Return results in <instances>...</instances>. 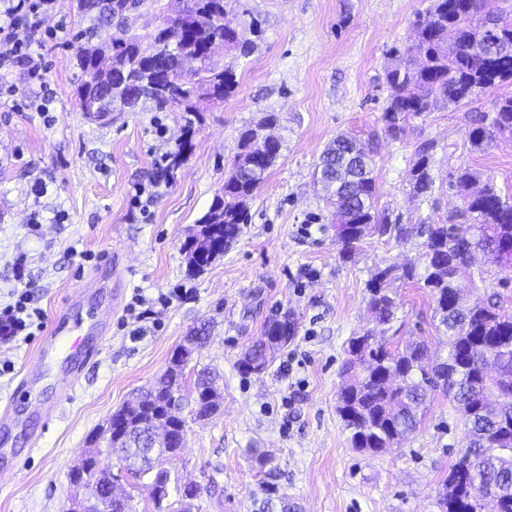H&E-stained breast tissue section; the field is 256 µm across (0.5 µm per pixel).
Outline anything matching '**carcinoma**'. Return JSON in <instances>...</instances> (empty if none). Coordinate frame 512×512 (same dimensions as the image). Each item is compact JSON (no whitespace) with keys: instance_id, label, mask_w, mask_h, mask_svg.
<instances>
[{"instance_id":"1","label":"carcinoma","mask_w":512,"mask_h":512,"mask_svg":"<svg viewBox=\"0 0 512 512\" xmlns=\"http://www.w3.org/2000/svg\"><path fill=\"white\" fill-rule=\"evenodd\" d=\"M146 0H118L110 15L100 0H77L90 25L75 36L80 70L77 97L88 93L98 103L97 117L112 112H133L149 102L156 110L177 106L188 114L202 102L221 101L237 85L234 69L220 65L216 56L224 49L247 56L251 41L224 26L223 0H186L183 11L166 16L151 34L156 56L142 50L139 37L129 34L130 13ZM494 19L499 26L479 33L481 24ZM414 40L393 52L404 66L385 71L390 95L382 111L384 132L402 138L411 119L448 102L470 104L482 92L512 81V4L509 0H431L424 14L411 23ZM468 141L483 151L500 136H512V96L496 99L491 110L471 113ZM274 124L268 117L264 126ZM262 126V127H264ZM262 127L244 129L239 152L224 187L209 210L186 238L183 251L187 271L197 275L224 255L248 223V204L281 154L282 143L262 142ZM433 143L416 145L417 160L411 170V192L428 200L433 194L431 173ZM317 184L335 201L336 214L345 224L336 235L341 251L351 254L370 236L405 240L423 238L422 265H387L365 285L367 306L381 329L366 335L364 345L348 340L340 368L344 382L336 410L350 433L353 448H382L384 439L397 433L416 432L430 398L441 393L454 403L464 419V451L448 471L447 494L441 512H512V401L502 402L504 380L512 386V313L500 293L482 303L459 307L455 292L461 267L482 264L497 271L512 269V197L502 194L493 178L469 166L457 169L454 187L462 209L434 224H400L375 205L376 180L371 159L356 137L340 134L322 151L315 169ZM412 283L424 291L445 337V359L450 365L427 370L421 360L428 354L423 341L393 344L384 326L398 309L392 285ZM288 318L274 319L245 351L239 369L260 373L270 362L268 353L291 334ZM202 326L187 337L172 358L191 360L193 349L204 343ZM216 376L202 369L190 386L193 403L207 407L199 388L214 389ZM154 386L137 393L145 406L136 410L125 402L112 414L128 441L118 451L142 448L146 441L164 453L171 446L150 433L154 419L166 414L161 403L150 404Z\"/></svg>"}]
</instances>
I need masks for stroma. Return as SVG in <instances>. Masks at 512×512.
Returning a JSON list of instances; mask_svg holds the SVG:
<instances>
[{"label": "stroma", "instance_id": "1", "mask_svg": "<svg viewBox=\"0 0 512 512\" xmlns=\"http://www.w3.org/2000/svg\"><path fill=\"white\" fill-rule=\"evenodd\" d=\"M429 0H230L227 18L246 30L257 23V47L246 58L223 53L237 87L202 106L191 120L146 107L116 112L102 125L80 111L74 34L88 25L75 0H55L48 26L28 35L46 61L48 111L29 106L25 73L6 76L0 98V303L30 289L52 319L66 298L93 364L69 397L61 385L80 348L41 361L33 339L0 342V405L14 402L17 427L0 429V512H65L68 480L97 431L124 401L158 378L190 329L207 325L210 340L197 367L219 374L220 409L188 424L185 448L165 461L172 482L194 481L203 493L191 512H440L438 498L464 435L461 415L445 397L430 404L418 430L400 446L367 455L352 448L336 411L348 339L373 328L365 283L376 267L418 260L420 238L369 237L343 255L330 207L313 182L319 156L336 135L350 133L372 151L378 209L404 224L446 220L460 199L451 175L469 166L512 194V138L471 151L473 111L489 110L506 83L469 105L413 119L406 136H385L390 94L385 71L392 48L412 40L410 21ZM282 142L279 159L249 201L238 240L198 276L188 275L181 247L210 208L238 152V138L267 114ZM193 147L168 170L183 133ZM433 141L434 193L410 194L416 143ZM157 187L147 208L136 187ZM111 269L101 287H86L95 269ZM396 322L402 338L441 350L429 299L399 285ZM150 299L141 315L135 294ZM111 309L107 334L98 320ZM291 313L294 336L268 369L244 374L243 352L268 321ZM36 379L15 400L24 373Z\"/></svg>", "mask_w": 512, "mask_h": 512}]
</instances>
